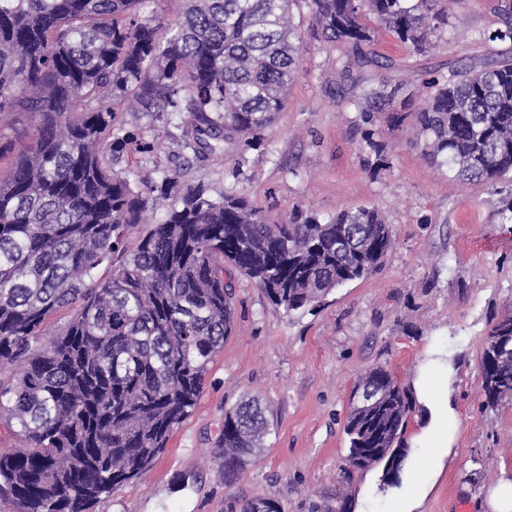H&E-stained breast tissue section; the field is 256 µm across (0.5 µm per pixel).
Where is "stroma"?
I'll return each instance as SVG.
<instances>
[{"label":"stroma","instance_id":"stroma-1","mask_svg":"<svg viewBox=\"0 0 512 512\" xmlns=\"http://www.w3.org/2000/svg\"><path fill=\"white\" fill-rule=\"evenodd\" d=\"M499 2L452 7L438 48L423 55L379 32L375 48L391 68H357L345 82L335 50L308 40L287 106L264 144L247 150L241 178L230 174L235 151L220 162L192 160L188 179L217 192L238 186L273 221L296 210L326 218L376 208L392 226L393 245L377 272L336 288L303 315L274 311L235 276L233 332L210 363L196 406L153 466L91 512H239L242 502L268 497L282 512H395L415 497L416 512H492L493 491L512 479V400L484 406L480 364L491 322L512 315V224L494 215L498 195L425 160L411 130L385 131L384 159H364L344 100L396 84L398 105L413 112L423 102L424 72L512 61V43L488 39L500 25ZM122 119L154 144L119 160L131 181L171 167L180 151L174 124L142 112ZM378 365L414 405L407 457L387 487L379 465L343 473L350 395ZM446 370L451 384L434 386ZM247 394L268 405L274 428L262 456L228 481L219 446L224 411ZM446 405L453 418L441 417ZM438 429L449 452L437 468Z\"/></svg>","mask_w":512,"mask_h":512}]
</instances>
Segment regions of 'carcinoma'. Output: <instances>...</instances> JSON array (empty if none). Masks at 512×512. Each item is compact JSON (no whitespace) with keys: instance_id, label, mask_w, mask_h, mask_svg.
Here are the masks:
<instances>
[{"instance_id":"obj_1","label":"carcinoma","mask_w":512,"mask_h":512,"mask_svg":"<svg viewBox=\"0 0 512 512\" xmlns=\"http://www.w3.org/2000/svg\"><path fill=\"white\" fill-rule=\"evenodd\" d=\"M141 0H0V125L34 122L31 146L0 175V414L25 447L0 452V493L20 512H89L138 477L195 406L208 365L234 325L233 267L288 316L312 311L343 284L382 265L391 227L374 208L327 220L301 211L272 223L243 192L218 196L180 183L178 164L139 187L112 163L151 148L125 129L117 102L156 117L186 116L182 147L221 160L225 146H257L286 105L304 31L338 51L342 78L379 64L383 30L415 54L448 28L444 0H184L173 18L144 17ZM491 41L512 42V0L498 6ZM415 112L393 111L400 86L346 99L359 148L382 157L381 114L417 132L422 155L463 184L501 193L512 181V63L422 79ZM158 192L173 197L135 245ZM111 274L98 276L101 266ZM71 318L52 340L43 328ZM481 395L512 397V316L492 324ZM379 405L352 397L346 459L352 469L398 470L413 412L381 366L362 374ZM273 416L247 395L224 412V478L260 456ZM242 512H282L257 498Z\"/></svg>"}]
</instances>
